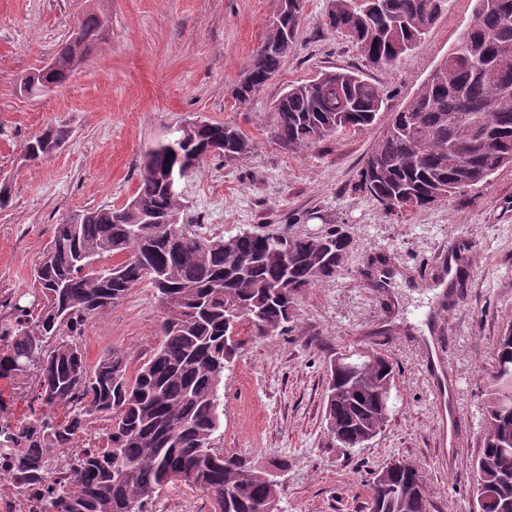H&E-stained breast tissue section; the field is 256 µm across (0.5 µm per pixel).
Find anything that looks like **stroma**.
I'll return each mask as SVG.
<instances>
[{
	"label": "stroma",
	"mask_w": 512,
	"mask_h": 512,
	"mask_svg": "<svg viewBox=\"0 0 512 512\" xmlns=\"http://www.w3.org/2000/svg\"><path fill=\"white\" fill-rule=\"evenodd\" d=\"M476 0H449L423 43L398 67L368 68L359 51L323 23L329 0H305L299 36L279 72L250 101L234 89L265 39L281 0H0V302L30 306L33 271L55 224L78 211L129 202L143 152L186 121L232 122L252 136L248 159L205 161L181 183L188 216L206 235H275L342 228L352 240L335 278L298 298L286 334L249 340L224 372L226 454L285 469L284 512H369L373 473L397 459L423 475L427 512H474V463L482 446L481 376L512 323V166L489 183L421 210L386 209L359 188L360 171L390 114L414 96L464 35ZM109 36L66 83L43 97L21 96L19 81L52 55L89 8ZM362 70L384 91L373 127L344 132L294 154L270 133L283 90L322 70ZM49 125L70 131L40 162L25 143ZM461 239L457 280L443 293L416 267ZM162 310L148 284L89 318L80 338L88 365L109 350L137 369L157 346ZM382 353L396 368L393 411L369 446L345 450L329 439L326 370L342 353ZM443 356L463 444L452 471L441 464L442 418L426 363ZM151 512H210L184 485L156 494Z\"/></svg>",
	"instance_id": "obj_1"
}]
</instances>
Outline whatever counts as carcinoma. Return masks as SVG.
I'll use <instances>...</instances> for the list:
<instances>
[{
    "label": "carcinoma",
    "mask_w": 512,
    "mask_h": 512,
    "mask_svg": "<svg viewBox=\"0 0 512 512\" xmlns=\"http://www.w3.org/2000/svg\"><path fill=\"white\" fill-rule=\"evenodd\" d=\"M387 9L370 13L368 3L330 0L329 25L347 37L373 69L395 67L418 47L448 0H384ZM301 12L285 18L288 44L272 28L250 61L236 90L245 103L280 68L298 34ZM478 31H468L466 56L434 84L423 83L400 111L391 114L372 152L378 168L364 165L360 188L388 209L403 212L412 201L420 209L457 192L486 184L512 166V98L499 88L512 86V0H476ZM78 40L67 35L56 45L62 83L72 72L76 48L87 59L105 42L104 21L89 9L78 20ZM498 64L490 79L475 75L478 65ZM463 90L473 108L458 118ZM384 99L377 85L354 70L321 71L291 84L276 101L272 134L282 148L297 153L339 132L363 131L376 122ZM69 136L49 126L25 147L40 161ZM256 141L239 126L209 121L181 146L200 169L210 156L242 161ZM177 156L148 148L139 164L138 186L120 206L102 205L78 213L79 223L55 225L50 250L34 269L39 313L24 307L5 325L11 341L0 349V372L32 375L37 410L5 447L26 448L28 470L55 483L47 464L52 448H70L95 419L111 422L102 448H88L70 475L74 489L53 491L40 512H145L155 493L169 485L201 490L211 512H265L280 494L267 472L217 446L224 408L219 403L224 371L242 348L240 330L254 337L266 325L288 329L299 294L336 277L352 241L329 229L316 236L293 235L206 238L184 216L182 198L165 187ZM99 263L94 270L89 264ZM147 283L154 289L163 319L161 340L134 373L118 350L87 365L77 336L85 321L119 305ZM396 379L385 356L357 376L327 374L325 419L328 434L356 432L379 421L377 382ZM485 429L480 456L484 470L481 512H512V327L495 348V363L483 376ZM69 411L56 418L59 407ZM383 512H426L417 485L406 475L391 481Z\"/></svg>",
    "instance_id": "carcinoma-1"
}]
</instances>
